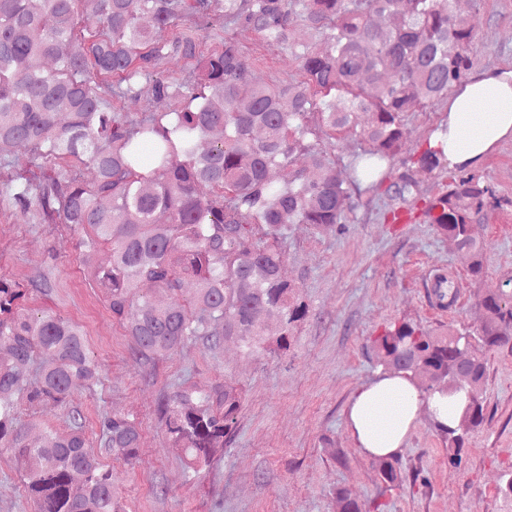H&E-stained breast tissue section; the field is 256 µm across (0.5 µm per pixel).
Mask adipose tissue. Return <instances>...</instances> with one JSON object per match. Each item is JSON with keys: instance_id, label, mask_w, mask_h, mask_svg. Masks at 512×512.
<instances>
[{"instance_id": "ef3b65f1", "label": "adipose tissue", "mask_w": 512, "mask_h": 512, "mask_svg": "<svg viewBox=\"0 0 512 512\" xmlns=\"http://www.w3.org/2000/svg\"><path fill=\"white\" fill-rule=\"evenodd\" d=\"M441 124V131L430 136V146L443 149L458 167L478 165L498 141L512 136V70L473 76L449 99ZM422 402L404 375H378L352 401L348 429L366 454H395Z\"/></svg>"}]
</instances>
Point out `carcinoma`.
Instances as JSON below:
<instances>
[{
	"instance_id": "1",
	"label": "carcinoma",
	"mask_w": 512,
	"mask_h": 512,
	"mask_svg": "<svg viewBox=\"0 0 512 512\" xmlns=\"http://www.w3.org/2000/svg\"><path fill=\"white\" fill-rule=\"evenodd\" d=\"M481 2L470 0L463 16L449 0H0V161L17 169L0 183V207L27 222L81 228V247L111 251L109 264L88 270V281L124 328L135 360L153 363L187 343L214 351L228 339L250 357L286 356L310 308L282 275L285 230L343 227L360 180L400 153L405 113L427 111L469 80ZM217 12L227 24L288 46L302 79L261 82L233 37L204 55L192 28L165 35L184 17ZM298 22L319 43L295 42ZM189 60L196 63L192 83L161 76ZM112 80L107 97L100 89ZM145 82L155 96L178 99L177 109L135 121L114 109L112 98L135 95ZM340 133L364 143V165H353L347 181L323 146ZM17 143L52 164L86 162L97 178L86 184L53 167L29 176L1 155ZM447 163L442 149L430 147L412 161L427 174ZM280 165L293 167L284 183L270 178ZM202 185L210 197L200 195ZM387 192L399 203L390 221L409 220L404 204L417 200V182L403 172ZM507 203L491 184L460 173L424 201L420 216L467 257L477 281L484 244L474 223ZM186 281L195 283L190 295ZM142 282L167 302L142 293ZM510 284L483 294L472 329L429 332L403 318L371 340L376 367L407 374L424 400L464 395L455 424L434 422L450 468L462 466L468 436L485 420L487 365L474 344L512 351ZM51 288L45 278L21 285L0 277V451L12 454L35 512H123L80 411L67 412L65 433L51 432L39 445L27 440L23 408L63 404L75 386L98 381L81 328L50 309L25 308L29 296ZM432 295L441 306L454 301L445 277ZM242 403V386L227 380L207 390L184 384L162 398L167 445L183 449L190 477L224 456ZM98 443L135 461L140 424L105 414ZM373 466L377 495L362 504L341 489L331 508L385 512L386 493L406 476L394 455Z\"/></svg>"
}]
</instances>
